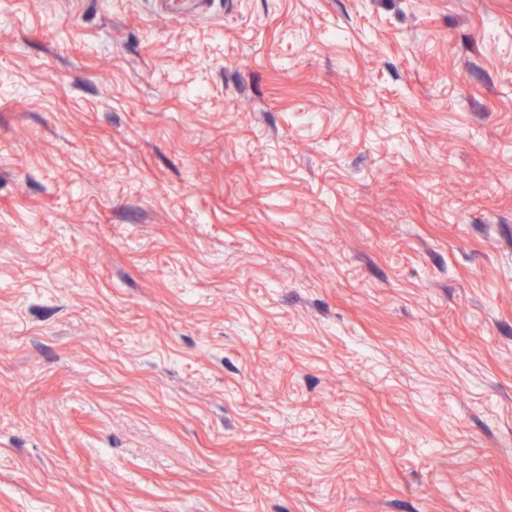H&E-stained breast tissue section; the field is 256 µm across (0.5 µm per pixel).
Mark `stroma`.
I'll list each match as a JSON object with an SVG mask.
<instances>
[{
  "instance_id": "35a3bbf8",
  "label": "stroma",
  "mask_w": 512,
  "mask_h": 512,
  "mask_svg": "<svg viewBox=\"0 0 512 512\" xmlns=\"http://www.w3.org/2000/svg\"><path fill=\"white\" fill-rule=\"evenodd\" d=\"M0 0V512H512V0Z\"/></svg>"
}]
</instances>
